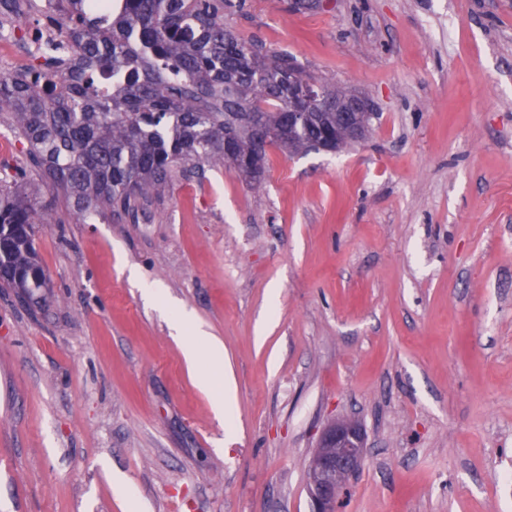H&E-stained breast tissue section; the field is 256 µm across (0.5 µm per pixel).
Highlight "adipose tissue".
Masks as SVG:
<instances>
[{"instance_id":"adipose-tissue-1","label":"adipose tissue","mask_w":512,"mask_h":512,"mask_svg":"<svg viewBox=\"0 0 512 512\" xmlns=\"http://www.w3.org/2000/svg\"><path fill=\"white\" fill-rule=\"evenodd\" d=\"M188 314H179L171 322V327L176 334L184 335V358L189 366H197L206 363L207 370L199 375V384L212 394L213 410L218 417L230 416L232 412L233 398L230 394L232 379L229 371L224 368V346L214 336L202 329H193V336H186V329L190 327Z\"/></svg>"}]
</instances>
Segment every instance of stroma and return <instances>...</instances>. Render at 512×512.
<instances>
[{
	"mask_svg": "<svg viewBox=\"0 0 512 512\" xmlns=\"http://www.w3.org/2000/svg\"><path fill=\"white\" fill-rule=\"evenodd\" d=\"M224 24L368 98L338 153L260 183L175 171L135 217L36 227L0 288V512H312L322 430L366 455L340 512H512V0H245ZM224 344L231 422L141 295ZM279 285L276 306L268 291Z\"/></svg>",
	"mask_w": 512,
	"mask_h": 512,
	"instance_id": "stroma-1",
	"label": "stroma"
}]
</instances>
